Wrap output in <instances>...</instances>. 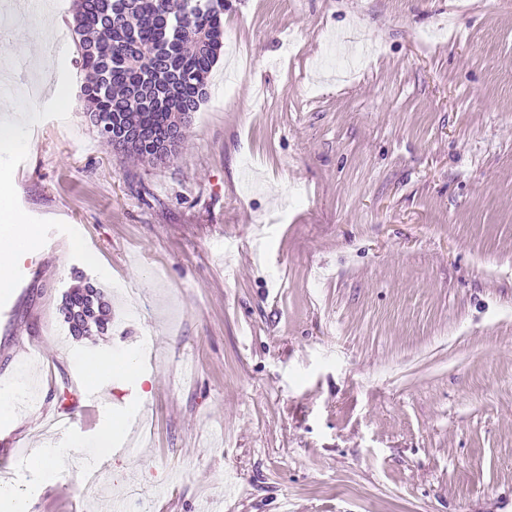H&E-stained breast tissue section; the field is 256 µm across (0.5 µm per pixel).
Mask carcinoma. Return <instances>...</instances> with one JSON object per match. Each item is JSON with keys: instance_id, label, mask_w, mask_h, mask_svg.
<instances>
[{"instance_id": "1", "label": "carcinoma", "mask_w": 512, "mask_h": 512, "mask_svg": "<svg viewBox=\"0 0 512 512\" xmlns=\"http://www.w3.org/2000/svg\"><path fill=\"white\" fill-rule=\"evenodd\" d=\"M224 0H75L73 34L84 72L86 116L100 138L112 127L139 132L113 146L149 165L173 159L207 96L208 75L223 47ZM70 335L102 333L111 306L102 289L76 285L64 297Z\"/></svg>"}]
</instances>
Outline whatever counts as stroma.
I'll return each instance as SVG.
<instances>
[{
	"label": "stroma",
	"mask_w": 512,
	"mask_h": 512,
	"mask_svg": "<svg viewBox=\"0 0 512 512\" xmlns=\"http://www.w3.org/2000/svg\"><path fill=\"white\" fill-rule=\"evenodd\" d=\"M0 57V152L38 264L0 316V391L22 386L0 482L28 512H502L512 499V0H227L224 49L180 153L151 166L96 133L41 14ZM357 31L360 57L336 52ZM79 224L80 249L52 237ZM104 288L112 323L74 337L65 293ZM152 349L113 379L127 419L42 433L84 354ZM41 355L24 359L22 348ZM195 367L183 382V364ZM84 447L81 469L27 468Z\"/></svg>",
	"instance_id": "stroma-1"
}]
</instances>
